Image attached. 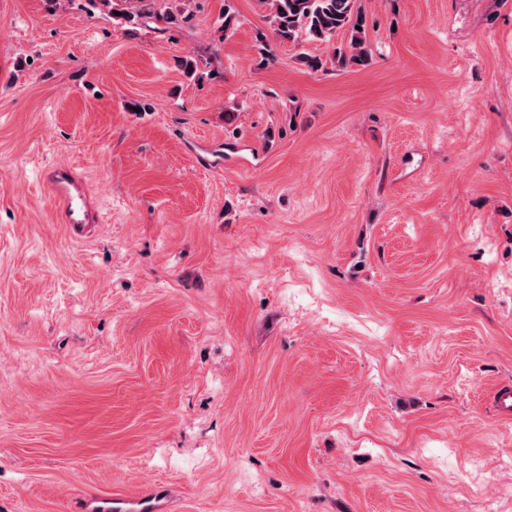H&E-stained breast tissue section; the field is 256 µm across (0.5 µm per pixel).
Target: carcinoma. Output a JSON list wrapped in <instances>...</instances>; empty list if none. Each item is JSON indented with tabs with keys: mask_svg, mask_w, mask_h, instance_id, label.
Instances as JSON below:
<instances>
[{
	"mask_svg": "<svg viewBox=\"0 0 512 512\" xmlns=\"http://www.w3.org/2000/svg\"><path fill=\"white\" fill-rule=\"evenodd\" d=\"M274 33L281 42L295 46L305 40L326 41L348 28L349 45L336 49L342 67L364 66L368 62L364 21L356 0H269Z\"/></svg>",
	"mask_w": 512,
	"mask_h": 512,
	"instance_id": "cac0c4a2",
	"label": "carcinoma"
}]
</instances>
